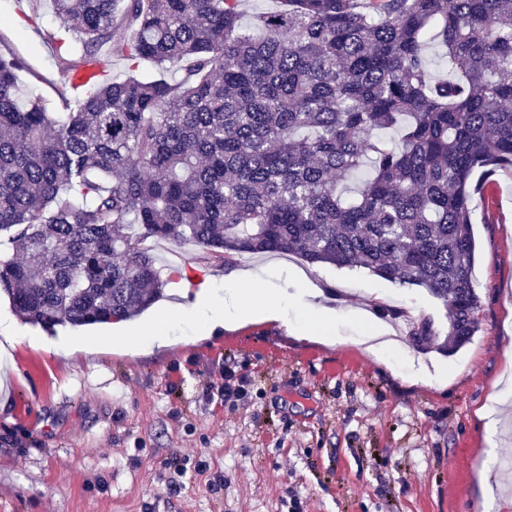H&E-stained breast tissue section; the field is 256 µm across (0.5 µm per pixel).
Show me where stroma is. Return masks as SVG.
Here are the masks:
<instances>
[{"mask_svg": "<svg viewBox=\"0 0 512 512\" xmlns=\"http://www.w3.org/2000/svg\"><path fill=\"white\" fill-rule=\"evenodd\" d=\"M0 20L24 92L63 111L50 0H0ZM473 209L479 331L449 356L408 340L423 319L445 324L424 288L294 256L224 266L192 242L156 252L197 281L137 320L49 333L1 297L14 342L0 356V512H512L511 167ZM231 273L287 294V322L210 332L170 317ZM303 301L333 312L323 335L302 332ZM150 320L164 345L116 343ZM376 336L399 342L381 356ZM493 403L491 449L479 412Z\"/></svg>", "mask_w": 512, "mask_h": 512, "instance_id": "obj_1", "label": "stroma"}]
</instances>
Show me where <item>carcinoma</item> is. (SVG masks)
Masks as SVG:
<instances>
[{
	"instance_id": "1",
	"label": "carcinoma",
	"mask_w": 512,
	"mask_h": 512,
	"mask_svg": "<svg viewBox=\"0 0 512 512\" xmlns=\"http://www.w3.org/2000/svg\"><path fill=\"white\" fill-rule=\"evenodd\" d=\"M51 2L62 85L93 76L50 112L0 53V294L22 321H128L187 278L154 243L191 241L425 288L448 327L415 325L423 350L476 335L471 201L512 166V0H279L249 26L243 0Z\"/></svg>"
}]
</instances>
